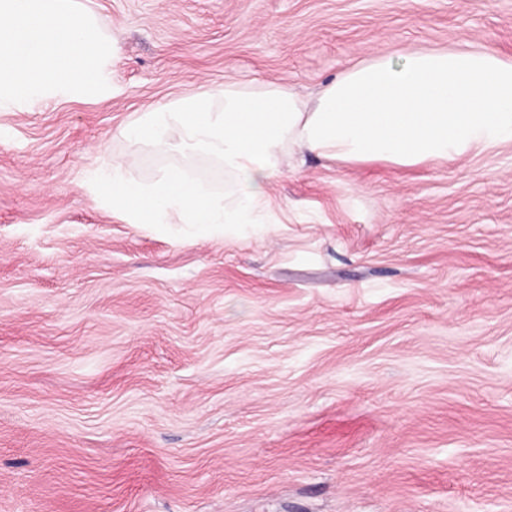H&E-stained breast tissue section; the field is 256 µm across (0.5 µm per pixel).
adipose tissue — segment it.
<instances>
[{
    "label": "adipose tissue",
    "mask_w": 512,
    "mask_h": 512,
    "mask_svg": "<svg viewBox=\"0 0 512 512\" xmlns=\"http://www.w3.org/2000/svg\"><path fill=\"white\" fill-rule=\"evenodd\" d=\"M118 134L157 155L206 154L232 177L223 195L178 167L142 184L127 176L134 157L113 161L94 188L130 223L272 224L268 186L305 155L411 167L512 140V62L487 48H405L350 65L312 97L228 82L148 110Z\"/></svg>",
    "instance_id": "1"
}]
</instances>
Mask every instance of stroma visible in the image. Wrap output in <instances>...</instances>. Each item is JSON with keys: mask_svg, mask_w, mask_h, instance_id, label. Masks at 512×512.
Masks as SVG:
<instances>
[{"mask_svg": "<svg viewBox=\"0 0 512 512\" xmlns=\"http://www.w3.org/2000/svg\"><path fill=\"white\" fill-rule=\"evenodd\" d=\"M108 102L0 110V512H512V140L399 167L315 155L274 224H131L87 186L198 154L121 127L218 86L495 48L512 0H78Z\"/></svg>", "mask_w": 512, "mask_h": 512, "instance_id": "1", "label": "stroma"}]
</instances>
